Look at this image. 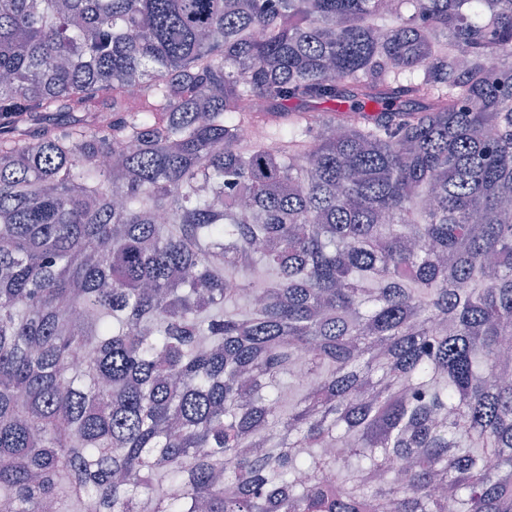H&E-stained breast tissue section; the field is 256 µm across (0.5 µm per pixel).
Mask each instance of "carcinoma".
Here are the masks:
<instances>
[{
	"label": "carcinoma",
	"instance_id": "obj_1",
	"mask_svg": "<svg viewBox=\"0 0 512 512\" xmlns=\"http://www.w3.org/2000/svg\"><path fill=\"white\" fill-rule=\"evenodd\" d=\"M508 345L512 0H0V512H512Z\"/></svg>",
	"mask_w": 512,
	"mask_h": 512
}]
</instances>
